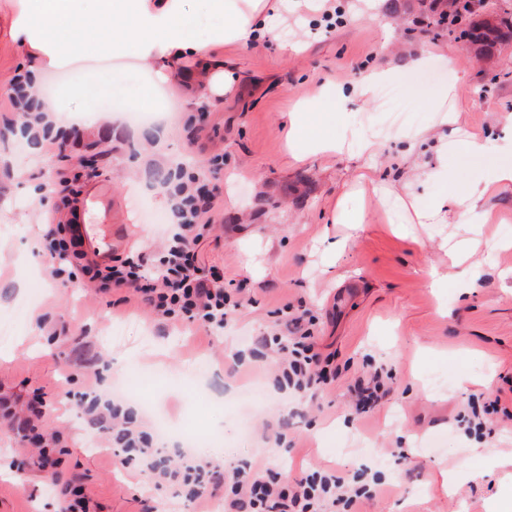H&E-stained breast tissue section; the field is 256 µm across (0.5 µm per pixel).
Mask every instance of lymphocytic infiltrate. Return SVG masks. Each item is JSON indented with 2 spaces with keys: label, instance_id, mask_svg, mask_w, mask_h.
Returning <instances> with one entry per match:
<instances>
[{
  "label": "lymphocytic infiltrate",
  "instance_id": "f902f5d3",
  "mask_svg": "<svg viewBox=\"0 0 512 512\" xmlns=\"http://www.w3.org/2000/svg\"><path fill=\"white\" fill-rule=\"evenodd\" d=\"M179 191L181 199L174 207L176 222L167 230L161 257L148 262L142 255L132 254L113 259L105 267L88 263L81 270L88 285L101 282L132 289L142 302L153 305L165 317L220 332L229 325L234 311L227 305L223 287L202 276L196 264L199 246L211 228L209 214L215 195L195 177L182 183ZM262 343L277 353L278 376L295 391L315 394L332 383L334 374L322 366L315 338L301 318L285 321L283 329L263 338ZM86 413L106 434L114 451L139 462L154 484L182 486L193 501L223 495L224 512H321L327 505L351 507L370 495L353 479L320 471L288 481L277 479L267 467L245 474L236 472L228 478L223 464L195 462L188 448L171 466L163 462L161 446L152 445L111 399L96 397Z\"/></svg>",
  "mask_w": 512,
  "mask_h": 512
}]
</instances>
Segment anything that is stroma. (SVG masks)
<instances>
[{"label":"stroma","mask_w":512,"mask_h":512,"mask_svg":"<svg viewBox=\"0 0 512 512\" xmlns=\"http://www.w3.org/2000/svg\"><path fill=\"white\" fill-rule=\"evenodd\" d=\"M336 0L355 23L326 24L310 8L289 9L291 51L269 42L226 46L224 58L242 79L222 103L192 108L179 85L164 89L171 110L157 120L127 121L98 99L92 117L78 118L63 145L31 141L17 131V115L0 109V321L12 333L0 339V396L18 416L41 399L43 425L65 453V480L83 486L99 512H204L168 489L143 485L137 467L89 439L80 408L67 395L90 389L131 391L122 408L147 433L155 416L192 423L211 434L201 455L223 459L225 472L266 455L273 470L301 477L315 470L355 475L367 461L376 495L359 512H490L512 490V187L488 201L493 223L483 225L473 272L448 265L444 245L466 234L458 224H412L405 237L389 223L400 215L378 197L357 191L359 176L381 189H400L414 174L407 150L414 132L429 128L455 142L448 157L451 182L422 189L424 199L462 188L475 172L491 175L512 132L495 117L512 114V42L485 54L467 47L453 29L423 25L418 0ZM425 49L420 65L403 69V52ZM398 66L394 78L412 110L404 127L386 120L380 100L348 98L366 71ZM450 92L456 125L441 126L433 104ZM322 96L326 118L346 149L335 156L294 160L288 121L295 103ZM489 136L487 155L473 156L466 137ZM375 138L376 153L363 151ZM209 173L218 206L198 260L223 276L240 300L223 338L167 319L129 299L126 290L62 285L49 268L22 265L17 247L41 234L30 191L51 199L60 178L86 190L105 187L115 225L112 254L133 250L154 258L165 236L157 217L170 209L151 171H172L171 159ZM366 208L368 224L331 221L337 200ZM340 244L336 258L319 242ZM447 270L437 286L430 268ZM43 311L31 328L30 308ZM310 323L336 379L316 397L280 389L271 350L252 337L274 333L284 315ZM205 357L211 374L198 392L192 366ZM382 369L386 393L368 410L356 408V381ZM488 408L483 430L468 428L471 406ZM494 448L510 465L477 461L471 473L443 487L469 448ZM31 444L0 428V512H61L60 494L31 467Z\"/></svg>","instance_id":"35a3bbf8"}]
</instances>
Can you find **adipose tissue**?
Segmentation results:
<instances>
[{
	"label": "adipose tissue",
	"instance_id": "adipose-tissue-1",
	"mask_svg": "<svg viewBox=\"0 0 512 512\" xmlns=\"http://www.w3.org/2000/svg\"><path fill=\"white\" fill-rule=\"evenodd\" d=\"M5 16L8 33L29 57L28 76L40 87L50 73L80 66L92 72L80 84L66 87L62 101L76 111H94L102 95H116L136 109L156 108V91L177 78L186 96L214 105L240 75L221 52L227 45L258 46L279 39L288 13V0H9ZM133 59L151 67L154 78L143 84L116 66ZM62 101L41 99L48 121H63ZM318 100L299 104L288 116V138L302 144L303 155L333 154L341 146L334 137L306 136ZM455 145L448 138L434 144V160L407 180L395 205L412 211L418 224H464L471 234L492 219L484 202L493 185H512V163H502L493 180L471 178L463 192L422 205L420 185L448 181V156Z\"/></svg>",
	"mask_w": 512,
	"mask_h": 512
}]
</instances>
